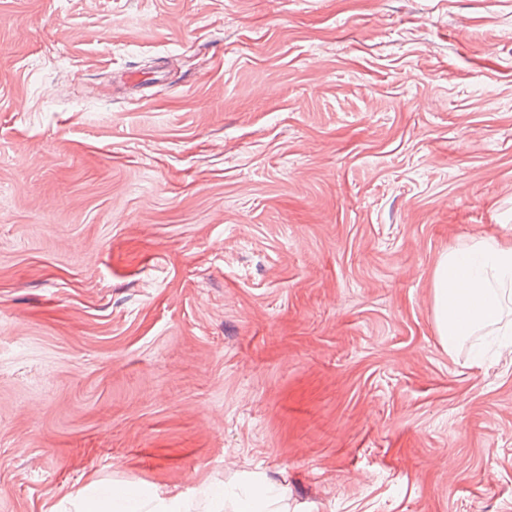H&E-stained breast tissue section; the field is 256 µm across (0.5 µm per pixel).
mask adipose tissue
Here are the masks:
<instances>
[{"label": "adipose tissue", "mask_w": 512, "mask_h": 512, "mask_svg": "<svg viewBox=\"0 0 512 512\" xmlns=\"http://www.w3.org/2000/svg\"><path fill=\"white\" fill-rule=\"evenodd\" d=\"M437 333L449 350L512 335V240L482 238L445 253L433 272Z\"/></svg>", "instance_id": "ef3b65f1"}]
</instances>
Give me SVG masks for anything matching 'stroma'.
Wrapping results in <instances>:
<instances>
[{"label":"stroma","instance_id":"stroma-1","mask_svg":"<svg viewBox=\"0 0 512 512\" xmlns=\"http://www.w3.org/2000/svg\"><path fill=\"white\" fill-rule=\"evenodd\" d=\"M512 0H0V512L108 488L512 512ZM437 333L448 352L472 336L512 335V240L449 250L433 272Z\"/></svg>","mask_w":512,"mask_h":512}]
</instances>
